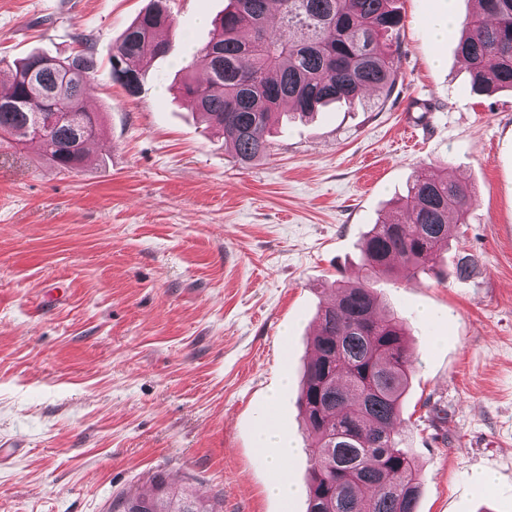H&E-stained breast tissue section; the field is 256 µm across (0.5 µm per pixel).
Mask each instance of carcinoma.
<instances>
[{"label":"carcinoma","mask_w":512,"mask_h":512,"mask_svg":"<svg viewBox=\"0 0 512 512\" xmlns=\"http://www.w3.org/2000/svg\"><path fill=\"white\" fill-rule=\"evenodd\" d=\"M228 0L214 37L192 57L204 82L186 75L180 90L224 136L236 162L267 155L271 126L288 103L307 117L332 102L350 105L369 90L391 88L399 57L392 50L402 18L394 0ZM460 25L458 45L472 88L512 90V0H476ZM172 26L162 0H152L112 46V77L130 96L142 67L169 51L160 32ZM92 56L57 58L33 52L14 63L0 93V138L39 144L59 170L80 168L99 133V115L84 104L94 79ZM468 184L422 169L398 199L406 216L379 221L361 246L364 275L338 280L321 308L306 366L301 406L312 447L307 512H417L419 471L397 429L409 385L406 321L374 283L416 278L437 264L451 226L466 223ZM478 259L459 253L453 274L470 276ZM112 512H218L216 502L158 481L151 495L120 496Z\"/></svg>","instance_id":"carcinoma-1"}]
</instances>
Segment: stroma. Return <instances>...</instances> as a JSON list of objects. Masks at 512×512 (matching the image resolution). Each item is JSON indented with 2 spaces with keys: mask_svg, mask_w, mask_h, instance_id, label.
Listing matches in <instances>:
<instances>
[{
  "mask_svg": "<svg viewBox=\"0 0 512 512\" xmlns=\"http://www.w3.org/2000/svg\"><path fill=\"white\" fill-rule=\"evenodd\" d=\"M227 2L166 0L170 50L132 97L109 57L150 0H0L2 59L88 43L103 120L102 152L70 173L0 143V512H108L159 478L220 512H306L318 311L423 166L475 202L435 273L377 284L410 326L418 512H512V92H474L460 28L431 26L471 0H398L393 89L281 115L250 165L179 92ZM458 252L479 257L465 280ZM267 421L296 447L286 502L254 443Z\"/></svg>",
  "mask_w": 512,
  "mask_h": 512,
  "instance_id": "35a3bbf8",
  "label": "stroma"
}]
</instances>
